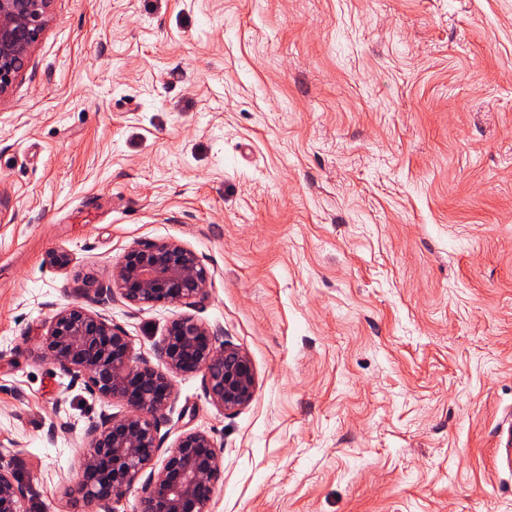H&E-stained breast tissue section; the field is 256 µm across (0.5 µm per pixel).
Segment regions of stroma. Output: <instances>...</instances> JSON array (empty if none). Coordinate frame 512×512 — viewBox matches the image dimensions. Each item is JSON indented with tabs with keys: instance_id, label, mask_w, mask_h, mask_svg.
I'll return each mask as SVG.
<instances>
[{
	"instance_id": "35a3bbf8",
	"label": "stroma",
	"mask_w": 512,
	"mask_h": 512,
	"mask_svg": "<svg viewBox=\"0 0 512 512\" xmlns=\"http://www.w3.org/2000/svg\"><path fill=\"white\" fill-rule=\"evenodd\" d=\"M142 239L196 253L193 316L254 364L249 406L187 374L161 420L222 448L213 512H512V0H54L0 99V450L29 512L96 510L63 486L123 407L43 336ZM105 313L149 355L181 310Z\"/></svg>"
}]
</instances>
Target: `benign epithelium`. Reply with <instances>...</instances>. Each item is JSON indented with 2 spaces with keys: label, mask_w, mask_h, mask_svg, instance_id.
Listing matches in <instances>:
<instances>
[{
  "label": "benign epithelium",
  "mask_w": 512,
  "mask_h": 512,
  "mask_svg": "<svg viewBox=\"0 0 512 512\" xmlns=\"http://www.w3.org/2000/svg\"><path fill=\"white\" fill-rule=\"evenodd\" d=\"M54 0H0V97L28 70ZM209 272L197 255L172 240H138L112 268L111 284L94 289L93 302L116 298L137 308L194 307L208 295ZM223 327L192 316L174 318L154 348V358L135 350L129 336L105 314L79 302L52 317L47 358L71 381L99 398L125 407L101 413L84 431L82 452L64 486L68 502L94 503L117 512L126 490L145 478L137 512H211L224 473L223 452L206 432L191 430L165 451L161 466L159 416L175 399L174 379L200 374L207 397L225 413L247 407L256 390L249 355L221 342ZM23 461L0 453V512H27L32 491L21 476Z\"/></svg>",
  "instance_id": "benign-epithelium-1"
}]
</instances>
